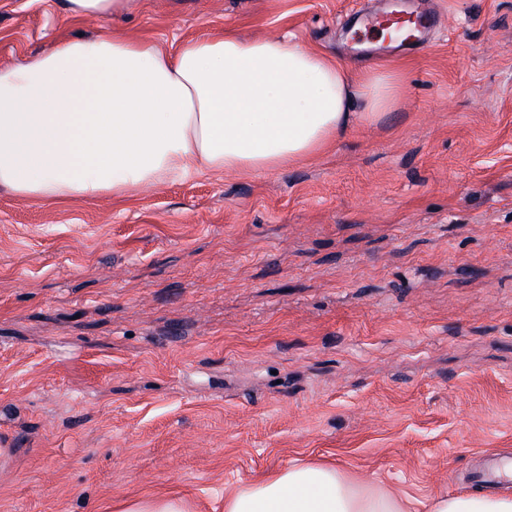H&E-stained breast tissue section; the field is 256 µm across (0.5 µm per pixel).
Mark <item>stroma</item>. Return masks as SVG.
Returning a JSON list of instances; mask_svg holds the SVG:
<instances>
[{"label":"stroma","mask_w":512,"mask_h":512,"mask_svg":"<svg viewBox=\"0 0 512 512\" xmlns=\"http://www.w3.org/2000/svg\"><path fill=\"white\" fill-rule=\"evenodd\" d=\"M374 124L273 173L131 198L0 189V512L224 495L294 462L419 499L512 460V0H435ZM0 0V67L101 25L232 31L358 66L374 0ZM119 0H63L66 18L71 23H79L86 18L95 17L107 20L113 16Z\"/></svg>","instance_id":"obj_1"}]
</instances>
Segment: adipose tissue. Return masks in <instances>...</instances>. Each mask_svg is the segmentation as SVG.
I'll list each match as a JSON object with an SVG mask.
<instances>
[{"label": "adipose tissue", "instance_id": "adipose-tissue-1", "mask_svg": "<svg viewBox=\"0 0 512 512\" xmlns=\"http://www.w3.org/2000/svg\"><path fill=\"white\" fill-rule=\"evenodd\" d=\"M404 78L234 32L163 51L101 29L0 68V188L45 203L205 172H273L396 104ZM224 512H512V494L401 498L320 463L224 497Z\"/></svg>", "mask_w": 512, "mask_h": 512}]
</instances>
